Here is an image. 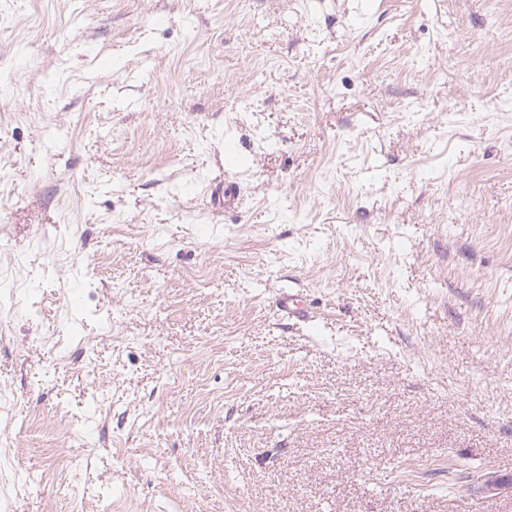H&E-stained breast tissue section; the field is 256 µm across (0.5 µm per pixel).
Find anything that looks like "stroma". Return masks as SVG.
Wrapping results in <instances>:
<instances>
[{
    "mask_svg": "<svg viewBox=\"0 0 512 512\" xmlns=\"http://www.w3.org/2000/svg\"><path fill=\"white\" fill-rule=\"evenodd\" d=\"M511 142L512 0H0V503L512 512Z\"/></svg>",
    "mask_w": 512,
    "mask_h": 512,
    "instance_id": "1",
    "label": "stroma"
}]
</instances>
